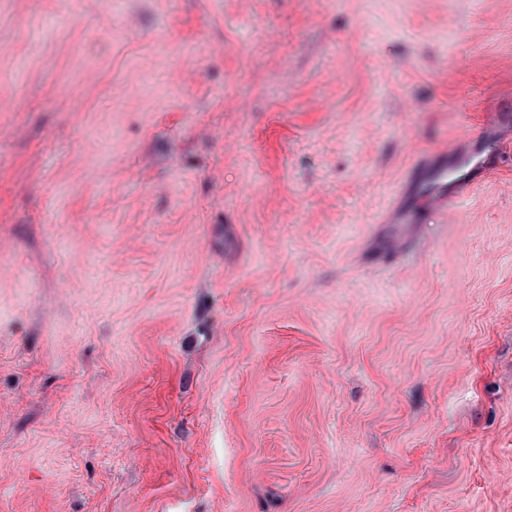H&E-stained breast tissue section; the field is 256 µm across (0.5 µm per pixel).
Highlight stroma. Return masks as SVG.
<instances>
[{"instance_id": "obj_1", "label": "stroma", "mask_w": 512, "mask_h": 512, "mask_svg": "<svg viewBox=\"0 0 512 512\" xmlns=\"http://www.w3.org/2000/svg\"><path fill=\"white\" fill-rule=\"evenodd\" d=\"M0 512H512V0H0Z\"/></svg>"}]
</instances>
